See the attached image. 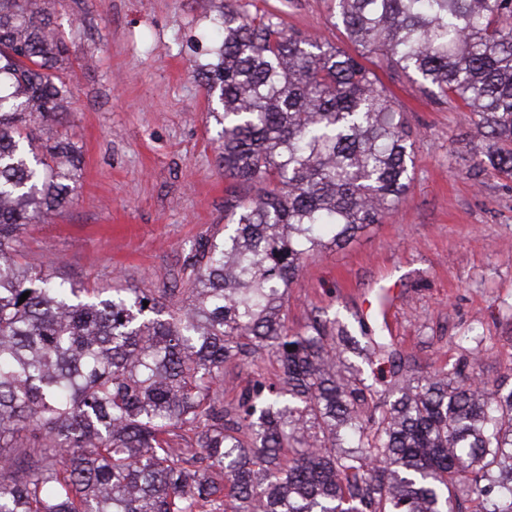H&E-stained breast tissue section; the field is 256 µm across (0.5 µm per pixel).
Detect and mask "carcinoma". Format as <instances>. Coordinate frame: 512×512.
I'll return each instance as SVG.
<instances>
[{"label":"carcinoma","instance_id":"carcinoma-1","mask_svg":"<svg viewBox=\"0 0 512 512\" xmlns=\"http://www.w3.org/2000/svg\"><path fill=\"white\" fill-rule=\"evenodd\" d=\"M49 3L0 0V512H512V387L479 379L477 353L416 376L389 336L361 347L284 313L307 258L413 179L416 132L379 72L472 113L471 174L512 179V0H334L355 54L226 0L193 73L228 223L180 288H89L20 261L24 226L78 170L68 134L43 138L71 104ZM356 350L389 376L365 382ZM228 364L250 379L226 403Z\"/></svg>","mask_w":512,"mask_h":512}]
</instances>
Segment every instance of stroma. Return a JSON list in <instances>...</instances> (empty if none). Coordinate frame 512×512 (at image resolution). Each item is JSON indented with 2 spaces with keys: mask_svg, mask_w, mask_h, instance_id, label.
Instances as JSON below:
<instances>
[{
  "mask_svg": "<svg viewBox=\"0 0 512 512\" xmlns=\"http://www.w3.org/2000/svg\"><path fill=\"white\" fill-rule=\"evenodd\" d=\"M221 0H66L56 31L74 67L62 129L80 152L67 207L27 225L34 265L99 288H171L202 237L223 229L229 182L217 126L185 60ZM289 28L348 42L331 0H265ZM417 133L406 198L342 248L308 258L288 292L293 329L313 318L360 336L386 292V333L420 374L451 367L485 338L475 370L512 376V180L470 176L476 129L454 102L428 98L404 75L386 78Z\"/></svg>",
  "mask_w": 512,
  "mask_h": 512,
  "instance_id": "35a3bbf8",
  "label": "stroma"
}]
</instances>
